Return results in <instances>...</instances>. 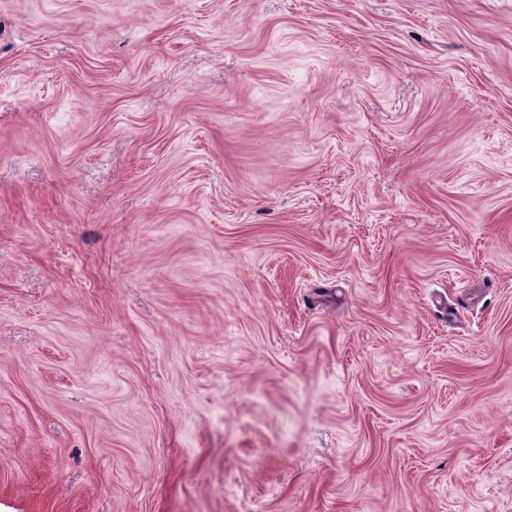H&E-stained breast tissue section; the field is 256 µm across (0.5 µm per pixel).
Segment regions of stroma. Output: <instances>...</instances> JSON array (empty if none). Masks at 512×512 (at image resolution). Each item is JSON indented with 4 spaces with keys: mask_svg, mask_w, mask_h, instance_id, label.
<instances>
[{
    "mask_svg": "<svg viewBox=\"0 0 512 512\" xmlns=\"http://www.w3.org/2000/svg\"><path fill=\"white\" fill-rule=\"evenodd\" d=\"M0 512H512V0H0Z\"/></svg>",
    "mask_w": 512,
    "mask_h": 512,
    "instance_id": "1",
    "label": "stroma"
}]
</instances>
